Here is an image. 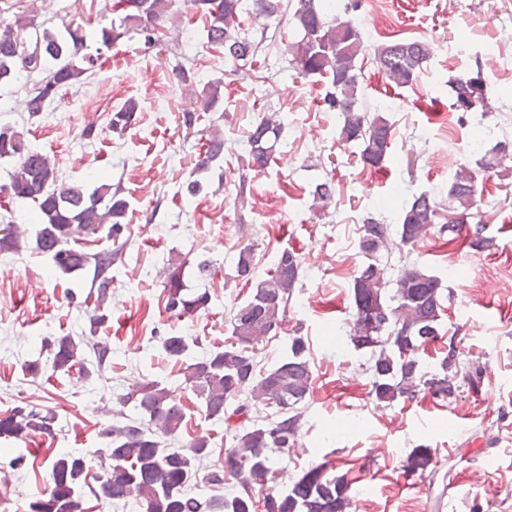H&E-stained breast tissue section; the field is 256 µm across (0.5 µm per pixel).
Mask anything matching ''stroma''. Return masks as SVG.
I'll return each mask as SVG.
<instances>
[{
	"instance_id": "1",
	"label": "stroma",
	"mask_w": 512,
	"mask_h": 512,
	"mask_svg": "<svg viewBox=\"0 0 512 512\" xmlns=\"http://www.w3.org/2000/svg\"><path fill=\"white\" fill-rule=\"evenodd\" d=\"M108 2L53 0L44 11L40 0H0V20L29 16L59 30L76 22L92 49L96 32L112 22ZM357 19L369 46L419 39L435 47L408 88L392 86L372 58L364 60L366 98L385 109L394 127L389 156L376 169L364 167L354 148L339 142L340 119L323 108L324 82L296 78L289 69L283 44L295 32L284 16L269 22L257 62L235 72L220 50L206 46L196 19L183 25L191 42L170 40L159 51L146 53L137 38L122 39L104 52L90 77L60 90L53 108L37 115L26 110L22 83L6 86L17 109L0 112V125L24 131L62 180L80 183L99 170L122 182L129 243L122 263L112 268L108 319L95 333L112 349V368L86 379L74 371L45 368L34 376L27 369L43 352L44 339L90 333L85 288L26 248L15 254L12 268L0 267V414L35 404L57 415L53 434L0 438V464L10 465L14 476L13 486L0 487V512H30L49 482L47 459L65 451L97 459L101 431L112 417L97 415L96 406H114L116 394L143 378L180 392L186 411L181 440L210 437L209 463L223 464V424L201 413L159 338L197 340L198 356L230 343L232 311L250 293L234 278L236 248L247 243L255 246L257 278H266L287 247L301 253L304 266L281 330L266 337L259 355L263 366H271L291 337H302L313 374L306 422L297 447L279 456L274 490L286 492L302 471L323 464L363 489V496H352L348 512H512V293L482 285L486 268H512V170L496 168L483 179L482 208L496 249L470 250L430 236L412 252L388 254L393 270L415 263L443 277L452 298L442 334L456 338L464 370L480 375L477 385L459 381L444 403L422 394L382 408L370 394L367 354L337 341L352 322L350 286L362 261L363 220L372 216L394 225L413 195L446 197L457 165L476 161L469 152L473 140L488 148L503 139L512 143V0H392L386 21L365 2ZM180 53L196 71L189 87L177 82L168 64ZM477 61L496 91L493 110L461 122L450 109L448 81ZM216 80L224 95V177L188 200L183 192L202 140L186 132L181 115ZM130 99L138 107L133 125L112 133L113 110ZM271 109L285 118L283 142L264 172L244 171L245 130ZM88 128L95 139L85 138ZM328 175L336 182V203L321 221L311 190ZM180 254L209 259L215 273L204 283L207 308L172 320L159 273ZM24 338L28 347L14 352ZM416 450L433 458L423 481L404 468ZM17 456L21 466H11Z\"/></svg>"
}]
</instances>
